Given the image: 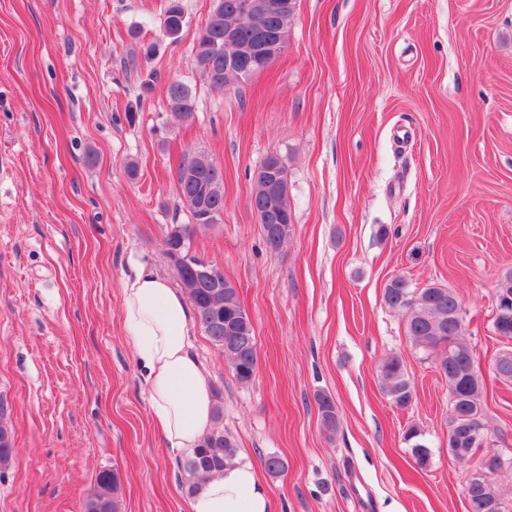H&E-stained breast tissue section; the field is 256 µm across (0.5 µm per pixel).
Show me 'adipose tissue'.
Returning a JSON list of instances; mask_svg holds the SVG:
<instances>
[{
    "mask_svg": "<svg viewBox=\"0 0 512 512\" xmlns=\"http://www.w3.org/2000/svg\"><path fill=\"white\" fill-rule=\"evenodd\" d=\"M122 321L144 374L153 421L170 447L195 448L212 426L214 403L192 352L183 293L136 264L123 280ZM189 512H273V504L252 465L238 459L199 483Z\"/></svg>",
    "mask_w": 512,
    "mask_h": 512,
    "instance_id": "obj_1",
    "label": "adipose tissue"
}]
</instances>
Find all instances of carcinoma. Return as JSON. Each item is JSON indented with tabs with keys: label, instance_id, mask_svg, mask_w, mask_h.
Masks as SVG:
<instances>
[{
	"label": "carcinoma",
	"instance_id": "carcinoma-1",
	"mask_svg": "<svg viewBox=\"0 0 512 512\" xmlns=\"http://www.w3.org/2000/svg\"><path fill=\"white\" fill-rule=\"evenodd\" d=\"M244 0H221V9L210 11L205 24L198 31L193 45V61L210 87L224 91L225 87L242 84L239 71L227 64L224 51V34L231 31L242 41H253L275 36L288 41V27L293 12L278 17L267 16L256 23L253 16L242 10ZM185 24L182 6L170 0L163 20V34L176 39ZM166 109L178 119H188L195 111V100L187 87L172 81L167 86ZM264 164L276 168L279 189L271 193L263 177H252L253 209L272 208L283 214L285 223L261 225L264 244L270 253H277L291 234L293 215L288 196V169L276 155L269 156ZM178 196L191 215L192 223L208 227L217 223L224 212V173L207 156L198 155L184 159L178 168ZM165 253L177 277L191 300L196 320L210 342L224 351V360L232 368L237 382L250 384L257 371L255 329L242 307L235 288H226L202 279L196 272V257L191 252V234L187 225L173 224L165 237ZM387 306L406 315V329L412 344L429 355L444 353L436 362L438 371L448 380L450 407L448 424L453 426L455 440L462 441L459 448L448 452L462 463H471L468 453V435L474 423L485 428L483 415V384L473 349L464 340L463 321L458 319L462 305L449 288L428 286L420 290L410 287L402 276L390 280L384 291ZM494 371L499 377L512 379V351L502 352L495 361ZM381 389L391 404L407 409L414 398L413 385L400 357L387 355L378 365ZM321 427L328 436L336 434L339 416L333 399L316 394ZM404 440L411 444L415 465L425 469L430 465L432 452L422 439L419 427L412 425L404 432ZM16 449L12 444V429L5 411H0V475L8 470ZM236 455L233 438L216 427L192 449L180 465L184 473L182 489L193 493L200 480L224 469V464ZM501 468H496L492 484L477 488L469 498L471 512H486L489 501L501 496L498 478ZM120 478L114 471H104L97 478L96 488L84 504V512H119L118 493Z\"/></svg>",
	"mask_w": 512,
	"mask_h": 512
}]
</instances>
